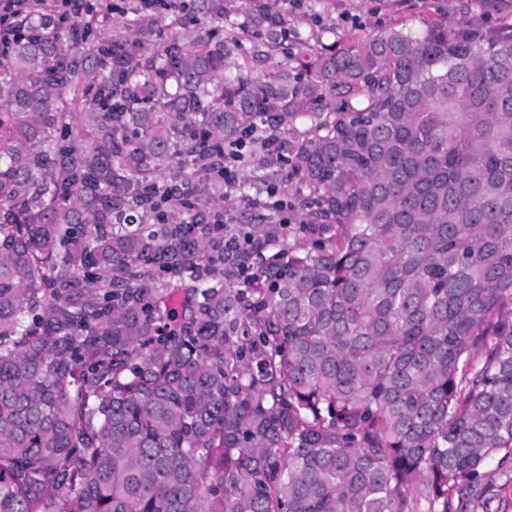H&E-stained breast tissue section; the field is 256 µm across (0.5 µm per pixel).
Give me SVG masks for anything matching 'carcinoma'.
I'll return each mask as SVG.
<instances>
[{
  "instance_id": "carcinoma-1",
  "label": "carcinoma",
  "mask_w": 512,
  "mask_h": 512,
  "mask_svg": "<svg viewBox=\"0 0 512 512\" xmlns=\"http://www.w3.org/2000/svg\"><path fill=\"white\" fill-rule=\"evenodd\" d=\"M192 2L98 36L36 0L0 50V512L479 499L512 463V25L295 74L280 0ZM256 26L271 72L224 76ZM226 164L292 184L308 243L264 202L236 246Z\"/></svg>"
}]
</instances>
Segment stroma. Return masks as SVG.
Instances as JSON below:
<instances>
[{
  "label": "stroma",
  "mask_w": 512,
  "mask_h": 512,
  "mask_svg": "<svg viewBox=\"0 0 512 512\" xmlns=\"http://www.w3.org/2000/svg\"><path fill=\"white\" fill-rule=\"evenodd\" d=\"M288 27L300 37L318 33L325 45L344 48L359 35L422 20L503 26L512 23V0H287Z\"/></svg>",
  "instance_id": "1"
}]
</instances>
